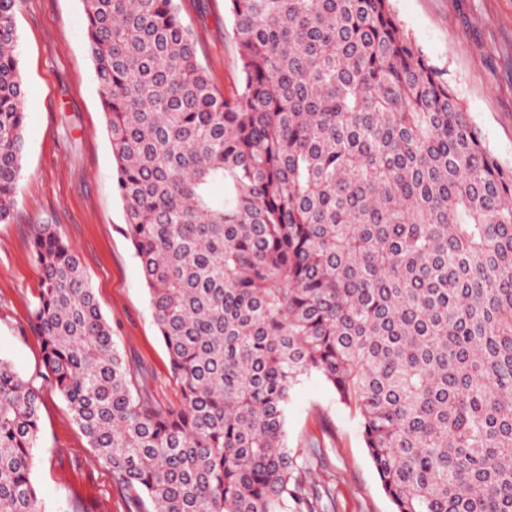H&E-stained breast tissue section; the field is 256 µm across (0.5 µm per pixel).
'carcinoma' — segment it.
I'll return each instance as SVG.
<instances>
[{"label":"carcinoma","instance_id":"obj_1","mask_svg":"<svg viewBox=\"0 0 512 512\" xmlns=\"http://www.w3.org/2000/svg\"><path fill=\"white\" fill-rule=\"evenodd\" d=\"M125 224L181 402L118 350L79 257L35 224L29 326L129 512H316L290 390L354 408L394 512H512V167L391 0H224V96L179 0H83ZM0 0V224L27 103ZM41 394L0 358V512H45Z\"/></svg>","mask_w":512,"mask_h":512}]
</instances>
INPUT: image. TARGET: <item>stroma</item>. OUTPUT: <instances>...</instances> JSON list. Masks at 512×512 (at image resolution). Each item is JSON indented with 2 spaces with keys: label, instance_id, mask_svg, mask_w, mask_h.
Returning <instances> with one entry per match:
<instances>
[{
  "label": "stroma",
  "instance_id": "obj_1",
  "mask_svg": "<svg viewBox=\"0 0 512 512\" xmlns=\"http://www.w3.org/2000/svg\"><path fill=\"white\" fill-rule=\"evenodd\" d=\"M199 57L224 95L240 85L224 0H181ZM403 30L444 70L488 148L512 165V0H391ZM28 105L12 223L0 224V357L42 394L32 479L44 512H128L129 494L96 462L28 327L41 277L30 230L56 225L75 249L120 353L165 405L181 400L141 268L119 233L122 202L94 77L81 0H23L16 15ZM287 445L307 480L333 492V512H393L359 418L319 375L286 407Z\"/></svg>",
  "mask_w": 512,
  "mask_h": 512
}]
</instances>
